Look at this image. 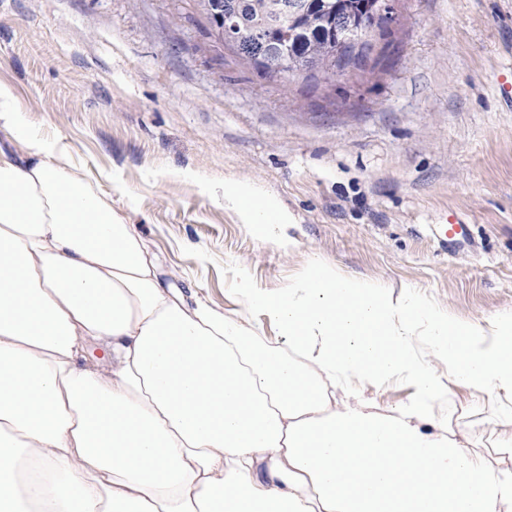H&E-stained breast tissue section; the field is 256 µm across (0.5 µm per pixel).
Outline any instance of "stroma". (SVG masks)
Instances as JSON below:
<instances>
[{"label":"stroma","mask_w":512,"mask_h":512,"mask_svg":"<svg viewBox=\"0 0 512 512\" xmlns=\"http://www.w3.org/2000/svg\"><path fill=\"white\" fill-rule=\"evenodd\" d=\"M192 2L0 0V84L131 212L164 285L272 345L278 327L237 288L279 291L314 259L458 320L512 316V103L497 83L512 0H389L358 60L275 81L213 48ZM232 182L287 212L282 236L241 223ZM510 411L477 388L433 407L494 467Z\"/></svg>","instance_id":"1"}]
</instances>
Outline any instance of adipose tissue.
<instances>
[{"instance_id":"1","label":"adipose tissue","mask_w":512,"mask_h":512,"mask_svg":"<svg viewBox=\"0 0 512 512\" xmlns=\"http://www.w3.org/2000/svg\"><path fill=\"white\" fill-rule=\"evenodd\" d=\"M0 131L24 145L0 147V512H512V469L432 414L452 385L512 395V317L459 321L314 260L277 293L241 282L285 338L264 343L162 287L131 216L1 85ZM224 196L261 235L288 221L250 186ZM391 379L410 403L363 401Z\"/></svg>"}]
</instances>
